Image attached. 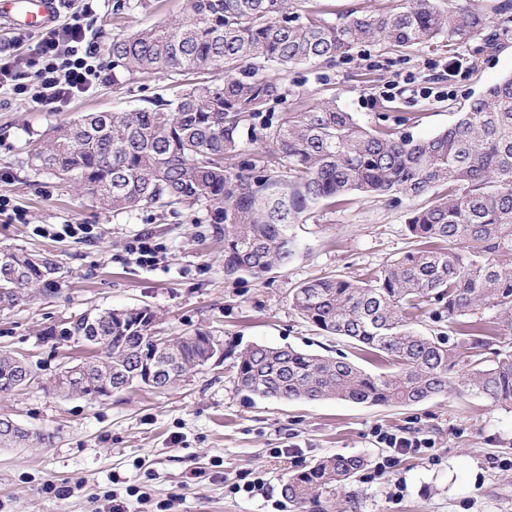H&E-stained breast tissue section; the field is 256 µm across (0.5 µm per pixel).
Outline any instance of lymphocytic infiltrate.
<instances>
[{"instance_id": "f902f5d3", "label": "lymphocytic infiltrate", "mask_w": 512, "mask_h": 512, "mask_svg": "<svg viewBox=\"0 0 512 512\" xmlns=\"http://www.w3.org/2000/svg\"><path fill=\"white\" fill-rule=\"evenodd\" d=\"M78 23L54 24L39 33L26 52L0 44V89L12 86L21 68L33 71L28 89L39 104H56L88 93L102 79L89 25L97 20V0H66Z\"/></svg>"}]
</instances>
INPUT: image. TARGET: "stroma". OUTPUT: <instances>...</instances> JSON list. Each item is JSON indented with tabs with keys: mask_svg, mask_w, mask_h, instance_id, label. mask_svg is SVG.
<instances>
[{
	"mask_svg": "<svg viewBox=\"0 0 512 512\" xmlns=\"http://www.w3.org/2000/svg\"><path fill=\"white\" fill-rule=\"evenodd\" d=\"M120 0H101L92 42L104 69L105 44L128 32L175 18L181 0H142L116 23ZM486 18L481 35L453 48L390 51L362 46L332 66L298 65L284 80L287 103L335 99L367 126L395 125L426 137L448 128L489 85L512 74V10L498 0H455ZM461 62L456 77L446 64ZM171 77L152 76L63 104L41 105L0 90V247L19 246L58 260L66 286L49 297L0 311V350L28 358L38 381L0 394V418L53 433L41 447H0V512H296L282 494L288 473L323 457L358 455L368 464L343 492L325 491L306 512H512V407L473 396H437L412 406H370L342 400L283 402L242 392L236 357L253 343L336 356L366 371L384 372L371 355L338 336H323L292 306V291L320 277L363 278L412 248L405 208L352 195L308 216L290 231L300 249L288 266L256 278L224 272V241L204 207L172 214L157 206L103 209L88 195L48 174L21 166L28 142L50 137L85 112H122L163 92ZM38 224H90L89 240L40 237ZM158 244L148 267L127 252L135 235ZM148 305L165 338L202 330L222 347L219 357L189 372L175 387H135L91 399L53 392L60 369L92 352L63 337L74 315ZM420 435L426 453L393 456L390 472L374 465L390 454L378 431ZM268 487L249 498L234 487L254 478Z\"/></svg>",
	"mask_w": 512,
	"mask_h": 512,
	"instance_id": "obj_1",
	"label": "stroma"
}]
</instances>
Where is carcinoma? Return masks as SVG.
<instances>
[{"label":"carcinoma","mask_w":512,"mask_h":512,"mask_svg":"<svg viewBox=\"0 0 512 512\" xmlns=\"http://www.w3.org/2000/svg\"><path fill=\"white\" fill-rule=\"evenodd\" d=\"M300 0H182L181 17L131 34L106 48L112 84L146 75L184 76L130 112H89L28 154V163L81 187L114 212L147 204L210 207L224 234V272L261 276L296 255L288 226L351 194L414 201L405 224L415 248L362 280L342 275L294 289L293 307L324 335L396 368L373 374L348 360L255 343L237 356L241 390L280 401L341 399L408 406L443 394L477 395L512 405V351L486 364L473 350L489 336L512 333V75L489 86L448 128L426 138L367 127L333 104L284 112L262 125L277 155L270 173L250 161L224 168L239 151L244 124L287 99L288 69L334 63L363 43L395 48L457 46L482 30L484 16L438 0H401L373 14L333 23ZM272 66L277 75L266 68ZM444 194L429 195L435 187ZM61 266L22 248L0 249V309L37 288L61 287ZM454 336L416 330L424 306ZM502 316L472 318L476 310ZM146 305L84 312L63 334L101 337L97 362L67 390L92 398L147 382L138 376L148 351L172 370L169 387L207 363L198 332L157 342ZM13 354L0 353V394L14 390ZM360 456H326L286 478L282 491L298 509L321 490L352 481Z\"/></svg>","instance_id":"obj_1"}]
</instances>
